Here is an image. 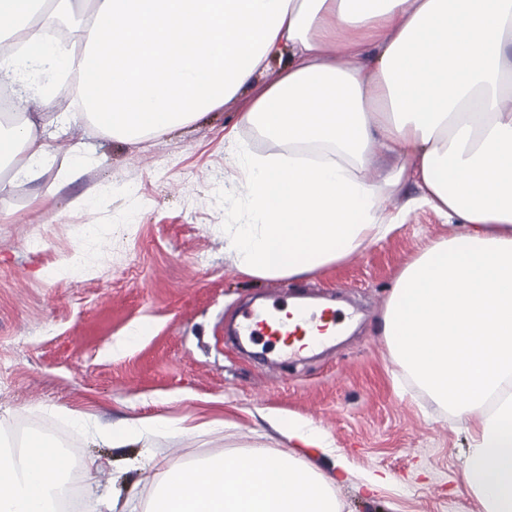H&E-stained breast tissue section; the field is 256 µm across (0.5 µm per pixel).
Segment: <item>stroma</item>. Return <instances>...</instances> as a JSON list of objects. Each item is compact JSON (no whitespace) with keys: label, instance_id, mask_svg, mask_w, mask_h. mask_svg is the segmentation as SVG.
I'll list each match as a JSON object with an SVG mask.
<instances>
[{"label":"stroma","instance_id":"obj_1","mask_svg":"<svg viewBox=\"0 0 512 512\" xmlns=\"http://www.w3.org/2000/svg\"><path fill=\"white\" fill-rule=\"evenodd\" d=\"M245 105L238 97L141 142L82 121L66 135L87 145L78 181L61 178L71 162L62 152L39 179L12 180L0 196V428L33 417L67 426L74 411L103 424L224 421L218 435L172 431L123 448L79 435L80 460L102 464L82 481V512L105 492L147 505L161 465L206 456L260 447L331 468L274 432L267 414L303 418L333 441L347 467L333 488L340 512H481L464 479L467 427L404 373L379 333L398 273L451 227L419 207L388 237L303 279L243 275L224 252L225 225L247 219L224 136L257 154L276 148L239 124ZM34 237L41 251L28 248ZM298 295L347 304L357 328L323 356L278 366L227 337L247 303ZM138 324L144 335L113 353ZM373 471L392 484L369 491Z\"/></svg>","mask_w":512,"mask_h":512}]
</instances>
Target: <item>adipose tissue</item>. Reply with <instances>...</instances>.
Instances as JSON below:
<instances>
[{"label":"adipose tissue","mask_w":512,"mask_h":512,"mask_svg":"<svg viewBox=\"0 0 512 512\" xmlns=\"http://www.w3.org/2000/svg\"><path fill=\"white\" fill-rule=\"evenodd\" d=\"M45 0H0V59L21 111L0 126L20 177L50 169L42 113L51 88L20 77L80 74L82 107L55 117L135 139L204 116L252 90L240 123L287 152L234 150L249 219L224 251L252 278L301 279L385 238L406 195L453 226L397 275L380 323L404 372L466 423L464 476L481 512H512V0H100L73 59L41 35ZM290 61L257 84L268 61ZM77 429L120 448L168 433V419ZM58 444L0 455V512H58ZM335 478L302 459L251 450L166 471L153 512H339Z\"/></svg>","instance_id":"1"}]
</instances>
